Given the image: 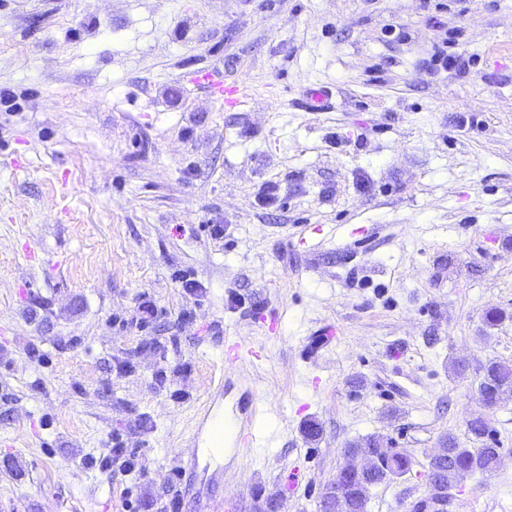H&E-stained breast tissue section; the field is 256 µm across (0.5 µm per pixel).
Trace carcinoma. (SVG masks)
<instances>
[{
  "label": "carcinoma",
  "instance_id": "obj_1",
  "mask_svg": "<svg viewBox=\"0 0 512 512\" xmlns=\"http://www.w3.org/2000/svg\"><path fill=\"white\" fill-rule=\"evenodd\" d=\"M479 395L487 407H494L506 395L512 396V366L492 362L485 368L479 383ZM383 440L369 436L349 445L345 453L368 452L377 459L366 473H347L337 476L341 496L326 499L325 512H366L368 493L371 486L379 484L394 475L407 474L412 469V460L405 454L386 455ZM444 455L430 462L439 485L432 489V498L440 503L448 500V486L456 480L475 471L490 472L500 456L497 442L491 441L480 448H460L454 438L443 443Z\"/></svg>",
  "mask_w": 512,
  "mask_h": 512
}]
</instances>
